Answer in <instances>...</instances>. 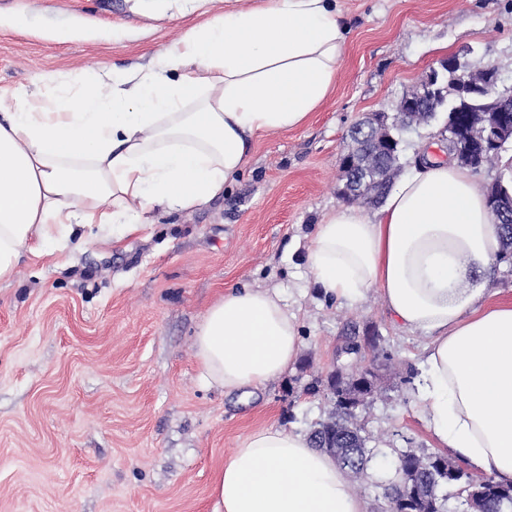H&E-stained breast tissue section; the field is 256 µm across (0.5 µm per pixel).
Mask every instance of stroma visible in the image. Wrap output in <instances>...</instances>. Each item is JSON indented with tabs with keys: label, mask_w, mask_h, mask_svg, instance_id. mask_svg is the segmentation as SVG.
<instances>
[{
	"label": "stroma",
	"mask_w": 512,
	"mask_h": 512,
	"mask_svg": "<svg viewBox=\"0 0 512 512\" xmlns=\"http://www.w3.org/2000/svg\"><path fill=\"white\" fill-rule=\"evenodd\" d=\"M192 0H0V86L118 70L197 21ZM347 53L336 89L304 126L255 138L224 195L153 212L119 246L23 257L0 283V512H212L213 474L253 431L312 432L335 405L328 376L365 368L373 450L354 491L386 512L398 456L434 452L412 396L425 338L398 328L377 289L352 304L313 284L304 254L342 205L339 157L363 114H394L443 55L494 65L512 87V0H341ZM439 125L404 134L401 163L446 157ZM271 288L294 311L292 369L258 388L201 382L193 336L225 290ZM317 391H309L311 382Z\"/></svg>",
	"instance_id": "1"
}]
</instances>
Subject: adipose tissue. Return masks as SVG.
<instances>
[{
    "instance_id": "1",
    "label": "adipose tissue",
    "mask_w": 512,
    "mask_h": 512,
    "mask_svg": "<svg viewBox=\"0 0 512 512\" xmlns=\"http://www.w3.org/2000/svg\"><path fill=\"white\" fill-rule=\"evenodd\" d=\"M340 0H253L210 15L146 65L98 64L52 95L0 87V282L21 257L61 256L88 234L117 242L155 209L222 195L256 137L305 125L346 52ZM502 250L487 196L465 166L415 168L366 214L316 224L315 285L356 302L374 288L393 321L425 336L416 398L436 447L475 475L512 483V300L488 275ZM296 315L268 288L229 289L194 335L201 380L234 391L291 368ZM213 512H368L342 470L301 431L253 432L216 473Z\"/></svg>"
}]
</instances>
